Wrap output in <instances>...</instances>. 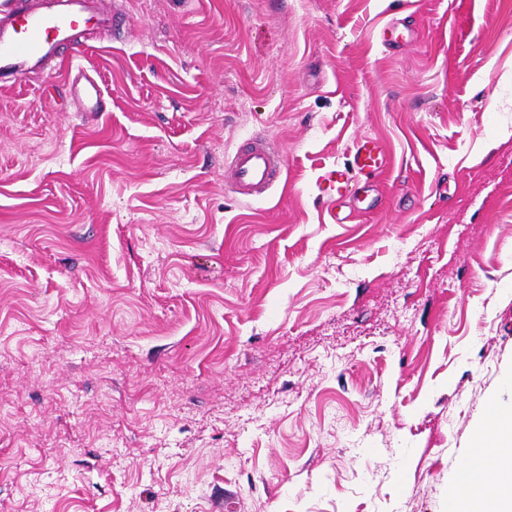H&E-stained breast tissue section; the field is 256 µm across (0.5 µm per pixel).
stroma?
Returning a JSON list of instances; mask_svg holds the SVG:
<instances>
[{
    "mask_svg": "<svg viewBox=\"0 0 512 512\" xmlns=\"http://www.w3.org/2000/svg\"><path fill=\"white\" fill-rule=\"evenodd\" d=\"M110 7L106 111L0 87V512H448L512 408V0ZM350 166H336L319 177L320 183H327L330 190L341 199L357 190V179L369 180L382 173L389 165V158L382 141L375 136L364 134L355 138L351 150ZM279 154L268 139L255 137L239 146L227 169L226 184L242 198L265 194L280 175Z\"/></svg>",
    "mask_w": 512,
    "mask_h": 512,
    "instance_id": "obj_1",
    "label": "stroma"
}]
</instances>
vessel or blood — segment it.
I'll use <instances>...</instances> for the list:
<instances>
[{"mask_svg":"<svg viewBox=\"0 0 512 512\" xmlns=\"http://www.w3.org/2000/svg\"><path fill=\"white\" fill-rule=\"evenodd\" d=\"M108 0H45L36 10L0 13V83L13 85L30 73L46 70L64 46L75 48L65 80L81 112L105 109L102 87L83 66L79 37L116 25ZM350 165L327 170L320 180L345 197L357 189L358 178H371L387 169L389 158L382 141L364 134L355 138ZM281 172L279 154L268 139L256 137L238 147L227 169L226 183L240 197L265 194Z\"/></svg>","mask_w":512,"mask_h":512,"instance_id":"obj_1","label":"vessel or blood"}]
</instances>
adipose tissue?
I'll list each match as a JSON object with an SVG mask.
<instances>
[{
    "instance_id": "obj_1",
    "label": "adipose tissue",
    "mask_w": 512,
    "mask_h": 512,
    "mask_svg": "<svg viewBox=\"0 0 512 512\" xmlns=\"http://www.w3.org/2000/svg\"><path fill=\"white\" fill-rule=\"evenodd\" d=\"M491 429H479L469 457L460 467L453 497L467 501L468 512H512V411L492 407Z\"/></svg>"
}]
</instances>
